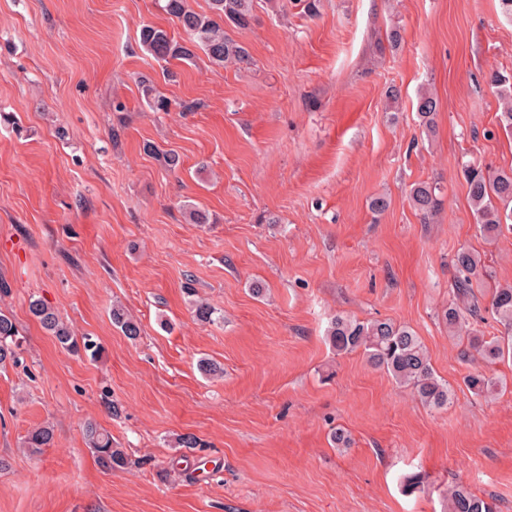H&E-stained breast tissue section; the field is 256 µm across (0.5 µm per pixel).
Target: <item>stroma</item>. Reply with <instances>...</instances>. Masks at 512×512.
<instances>
[{"label":"stroma","instance_id":"obj_1","mask_svg":"<svg viewBox=\"0 0 512 512\" xmlns=\"http://www.w3.org/2000/svg\"><path fill=\"white\" fill-rule=\"evenodd\" d=\"M147 24L183 34L158 0H0V309L23 337L19 364L0 368V512H444L456 484L512 512V362L465 357L442 319L459 248L487 287L512 285V229L483 235L461 172L512 169L487 84L512 74L498 0H321L314 17L305 0H258L232 33L248 69L156 61ZM141 76L171 111L149 107ZM423 90L439 102L430 134ZM419 181L444 195L427 218L409 201ZM33 296L99 357L63 350ZM196 297L223 321H197ZM116 304L139 339L113 325ZM339 314L409 326L452 404L336 354ZM479 366L505 390L473 397L463 377ZM89 421L128 469L98 466ZM45 424L52 445L23 450ZM184 434L201 447H177Z\"/></svg>","mask_w":512,"mask_h":512}]
</instances>
